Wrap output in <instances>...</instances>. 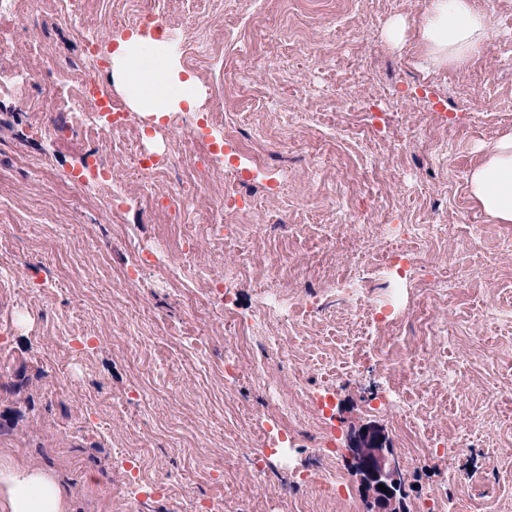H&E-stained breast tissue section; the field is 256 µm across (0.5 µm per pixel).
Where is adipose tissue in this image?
<instances>
[{
    "label": "adipose tissue",
    "instance_id": "obj_1",
    "mask_svg": "<svg viewBox=\"0 0 512 512\" xmlns=\"http://www.w3.org/2000/svg\"><path fill=\"white\" fill-rule=\"evenodd\" d=\"M491 31L489 17L471 0H429L419 28L427 60L462 64L479 54ZM112 77L132 102L157 115L194 104V80L180 79L162 41L135 36L121 42L112 58ZM469 190L480 208L500 224L512 223V132L501 135L471 172ZM0 512H67L55 479L39 467L0 464Z\"/></svg>",
    "mask_w": 512,
    "mask_h": 512
}]
</instances>
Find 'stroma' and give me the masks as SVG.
Here are the masks:
<instances>
[{
  "instance_id": "stroma-1",
  "label": "stroma",
  "mask_w": 512,
  "mask_h": 512,
  "mask_svg": "<svg viewBox=\"0 0 512 512\" xmlns=\"http://www.w3.org/2000/svg\"><path fill=\"white\" fill-rule=\"evenodd\" d=\"M473 2L491 17L490 39L467 64L442 67L417 44L426 0H84L72 26L61 0H39L0 17V82L28 75L21 95L0 93V459L52 475L68 512H367L355 477L327 500L296 474L318 468L323 426L348 472V432L371 421L400 464L403 512L430 497L439 512H512V224L468 189L487 147L512 131V0ZM147 10L200 92L174 124L132 109L110 67L82 53L89 33L106 52L151 35L137 21ZM399 17L408 29L395 45L386 31ZM213 44L223 54L189 63ZM48 52L129 111L127 128L90 137L43 107ZM236 131L239 146L226 139ZM200 149L212 169L198 190L188 159ZM139 153L174 162L145 177ZM91 162L98 183L86 187L77 177ZM232 167L248 175L255 208L222 241L209 226L224 218ZM274 183L280 196L267 192ZM181 185V214L158 208ZM384 224L413 225L414 250L453 284L435 302L401 288L385 334L412 349L403 369L422 381L416 404L447 443L439 455L398 430L389 384L336 294L351 268L374 294L390 292L353 264L389 249ZM237 263L233 310L281 356L229 343L207 301L209 280ZM266 288L305 312L264 315ZM282 406L293 460L270 457L261 478L274 492L259 496L251 461L267 455ZM471 430V448L456 452Z\"/></svg>"
}]
</instances>
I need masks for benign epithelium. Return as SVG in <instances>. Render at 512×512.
Returning <instances> with one entry per match:
<instances>
[{
    "label": "benign epithelium",
    "mask_w": 512,
    "mask_h": 512,
    "mask_svg": "<svg viewBox=\"0 0 512 512\" xmlns=\"http://www.w3.org/2000/svg\"><path fill=\"white\" fill-rule=\"evenodd\" d=\"M386 444L382 431L370 423L359 426L348 435L350 456L359 464V470L355 471L356 480L372 512H392L400 507L401 471ZM381 485L386 490L379 489Z\"/></svg>",
    "instance_id": "1"
}]
</instances>
